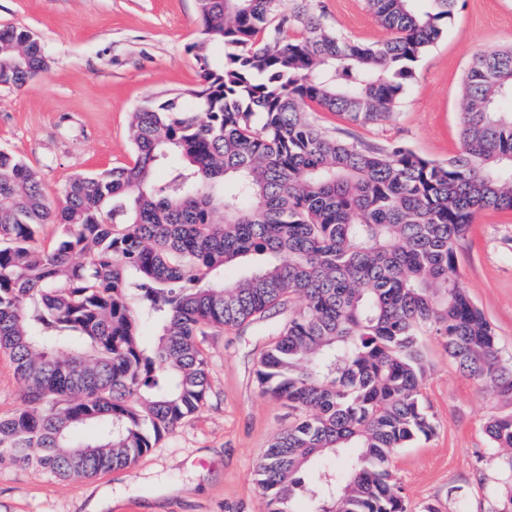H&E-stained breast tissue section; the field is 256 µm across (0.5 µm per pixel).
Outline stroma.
Returning <instances> with one entry per match:
<instances>
[{
  "label": "stroma",
  "instance_id": "1",
  "mask_svg": "<svg viewBox=\"0 0 512 512\" xmlns=\"http://www.w3.org/2000/svg\"><path fill=\"white\" fill-rule=\"evenodd\" d=\"M325 24L362 44L389 31L365 0H311ZM0 26L36 34L48 71L19 91H0V150L35 170L53 209L72 177L128 165L130 116L149 99L199 83L191 46L200 37L196 0H0ZM512 45V0H459L443 35L416 62L400 103L365 125L334 112L310 118L328 132L401 146L438 162L460 147L459 90L473 55ZM460 280L490 321L501 358L512 362V211L476 215L458 248ZM279 309L261 322L204 337V404L125 472L62 479L36 466L0 463V512H264L255 468L290 420L262 395L255 370ZM421 393L436 435L393 457L411 512H497L512 498V455L491 447L484 424L512 413L463 375L434 339Z\"/></svg>",
  "mask_w": 512,
  "mask_h": 512
}]
</instances>
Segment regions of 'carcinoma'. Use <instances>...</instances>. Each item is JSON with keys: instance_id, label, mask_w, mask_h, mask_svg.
<instances>
[{"instance_id": "obj_1", "label": "carcinoma", "mask_w": 512, "mask_h": 512, "mask_svg": "<svg viewBox=\"0 0 512 512\" xmlns=\"http://www.w3.org/2000/svg\"><path fill=\"white\" fill-rule=\"evenodd\" d=\"M366 3L389 40L360 45L282 0H197L200 83L132 113L133 163L70 179L58 211L0 150V351L26 389L0 417V463L133 467L203 404L202 337L295 301L256 369L297 412L258 467L265 512H409L392 461L437 432L426 336L512 396L457 256L477 212L512 211V46L472 59L448 161L346 141L308 113L391 112L457 0ZM48 67L33 32L0 29V90ZM485 433L512 450V415Z\"/></svg>"}]
</instances>
